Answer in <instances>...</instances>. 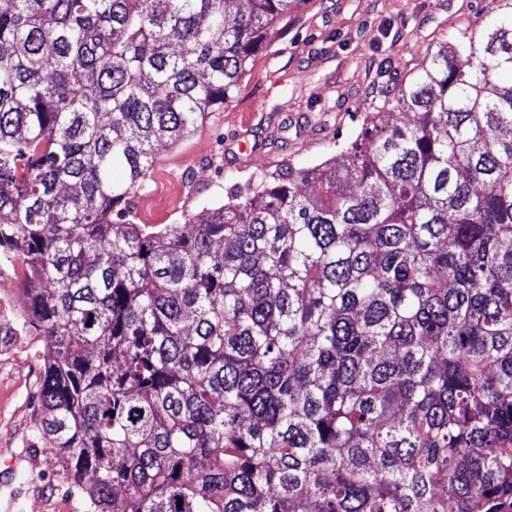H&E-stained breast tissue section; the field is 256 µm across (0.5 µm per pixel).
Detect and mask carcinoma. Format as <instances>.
I'll use <instances>...</instances> for the list:
<instances>
[{
  "label": "carcinoma",
  "mask_w": 512,
  "mask_h": 512,
  "mask_svg": "<svg viewBox=\"0 0 512 512\" xmlns=\"http://www.w3.org/2000/svg\"><path fill=\"white\" fill-rule=\"evenodd\" d=\"M303 0H8L0 262L33 431L97 512H512V0L338 167L134 224L154 153ZM183 505H178V502ZM0 283L6 288H0L8 296H12V310L1 312V291H0V316L5 318H20L26 309L27 296L24 292V277L20 268L15 270L12 267H1ZM9 287V288H7Z\"/></svg>",
  "instance_id": "obj_1"
}]
</instances>
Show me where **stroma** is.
Returning <instances> with one entry per match:
<instances>
[{
	"label": "stroma",
	"mask_w": 512,
	"mask_h": 512,
	"mask_svg": "<svg viewBox=\"0 0 512 512\" xmlns=\"http://www.w3.org/2000/svg\"><path fill=\"white\" fill-rule=\"evenodd\" d=\"M492 0H303L269 31L223 110L158 148L128 203L137 224L190 225L231 186L293 165L340 160L365 113L394 121L390 77L416 76L426 53L479 25ZM44 367L38 331L0 346V512H89L47 469L32 435Z\"/></svg>",
	"instance_id": "1"
}]
</instances>
